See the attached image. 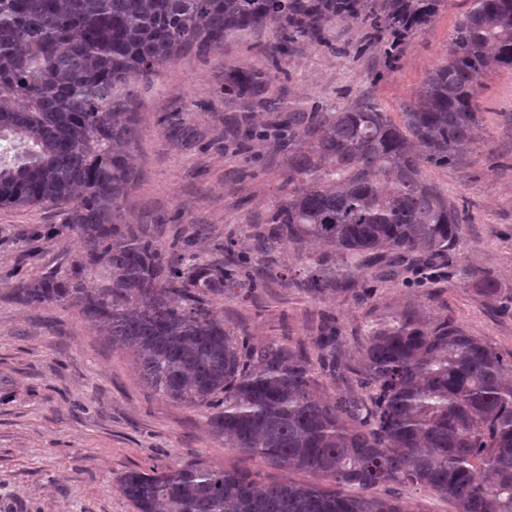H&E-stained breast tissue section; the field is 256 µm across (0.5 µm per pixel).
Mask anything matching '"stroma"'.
I'll return each instance as SVG.
<instances>
[{
    "instance_id": "1",
    "label": "stroma",
    "mask_w": 512,
    "mask_h": 512,
    "mask_svg": "<svg viewBox=\"0 0 512 512\" xmlns=\"http://www.w3.org/2000/svg\"><path fill=\"white\" fill-rule=\"evenodd\" d=\"M470 6L471 0H435L431 19L411 31L392 58L382 42L368 41L359 22L344 20L327 27L322 43L292 45L274 67L259 49L271 38L267 32L164 67L139 96L135 182L121 223L145 225L165 245L192 240L210 261L223 260L230 238L251 248L262 287L215 301L226 326L250 340L309 347L328 322L336 327L343 364L353 369L361 358L362 325L410 310L451 319L512 361V70L483 79L477 148L462 162L423 170L469 222L448 264L422 287L369 276L363 301L310 298L301 272L319 250L251 247L279 198L287 152L257 142L247 166L224 148L225 63L271 71V91L290 105L371 100L395 120ZM82 251L61 210L0 206V512H133L115 486L118 476L192 463L249 470L267 482L309 483L306 474L291 475L225 447L208 430L204 411L153 395L128 355L76 310L14 300L19 281L70 274ZM487 281L495 297L483 293Z\"/></svg>"
}]
</instances>
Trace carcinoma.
I'll return each instance as SVG.
<instances>
[{"label": "carcinoma", "mask_w": 512, "mask_h": 512, "mask_svg": "<svg viewBox=\"0 0 512 512\" xmlns=\"http://www.w3.org/2000/svg\"><path fill=\"white\" fill-rule=\"evenodd\" d=\"M432 0H0V206L55 207L80 236L78 271L25 279L14 298L63 304L126 352L140 380L172 403L209 413L224 446L318 480L266 483L200 464L131 470L116 488L134 512H408L377 490L422 487L455 512H512V362L463 327L395 313L364 328L358 390L324 393L342 363L336 327L317 355L270 339L252 343L224 325L213 300L260 288L233 242L204 262L187 241L164 247L115 222L133 180L130 153L140 84L193 49L270 29L272 68L300 40L356 19L392 36L431 18ZM512 69V0H473L448 34V58L429 70L393 121L371 101L340 110L293 109L269 90L270 72L224 62V115L247 150L288 148V175L257 249L313 241L332 263L306 268L312 297L358 301V280L425 278L456 249L464 220L423 177L462 161L481 140L483 77ZM270 113L264 128L258 113ZM97 271L89 285L81 272Z\"/></svg>", "instance_id": "obj_1"}]
</instances>
